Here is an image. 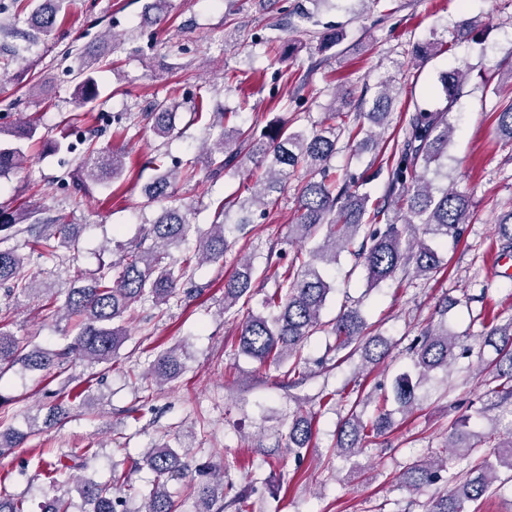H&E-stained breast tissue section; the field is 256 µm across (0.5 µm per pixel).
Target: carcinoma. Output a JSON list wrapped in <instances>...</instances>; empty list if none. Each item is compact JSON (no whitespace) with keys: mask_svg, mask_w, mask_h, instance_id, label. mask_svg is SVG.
<instances>
[{"mask_svg":"<svg viewBox=\"0 0 512 512\" xmlns=\"http://www.w3.org/2000/svg\"><path fill=\"white\" fill-rule=\"evenodd\" d=\"M70 0H40L27 18L29 29L42 40L54 38L59 19L66 14ZM101 57L87 48L79 57L78 89L87 102L99 96L97 73ZM462 72L451 70L444 79L443 90L448 103H453L462 82ZM391 96L389 86L379 83V90L366 116L377 125L388 115ZM180 103L174 99L156 101L143 113L154 132L160 136L174 129V117ZM451 107L441 111L415 107L401 126L402 138L392 147V164L388 167L386 194L367 215L368 197L352 190L348 183L336 184L329 168L336 155L342 134L348 141L359 135L355 129L345 130L334 124L310 133L288 129L276 120L265 128L224 129L227 113L213 112L210 127L220 128L218 136L208 148L206 169L216 180L230 170H237L242 154L265 166V180L260 188L244 199L238 197L221 201L215 209V219L205 231L193 222L191 209L173 203L175 185L181 179H192L195 166H177L157 173L143 189L148 202L167 201L159 217L143 228L140 240L124 250L119 260L102 265L98 273L85 281L74 280L67 288L56 287L53 277L63 259L61 248H75L79 225L62 218H40L35 210L7 212L0 210V286L7 287L8 295L16 302L41 298L50 306H57L64 318L73 322L75 333L58 349L38 346L26 349L13 334L0 329V370L21 364L29 370L56 371L66 375L71 386L68 396L77 400L91 392L90 381L77 368L84 365L107 363L116 358L124 344L127 330L122 323L124 314L137 305L150 303L155 307L170 301L181 302L199 288H190L194 272L204 265L224 264V257L236 244L237 234L251 223L250 216L236 224L222 220L227 209L239 206L242 211L275 203L271 193L284 189L286 180L299 170L308 173L298 189V208L292 232L301 240L319 238L309 251V259L295 255L275 291L261 300V310L249 312L243 318L235 307L239 301L249 303L257 294L259 275L250 259H241L233 272L224 278V317L238 321L239 352L262 364L279 365L292 362L288 373L300 366L303 349L311 336L321 330V320L328 294L333 285L326 279V267L336 263L343 252L349 253L355 265L367 271L371 283L377 284L402 275L432 278L443 266L438 251L417 236V231L439 241L460 236L462 224L471 217L470 199L446 188H436L425 179L431 166H441L448 149V122ZM497 129L512 141V104L498 112ZM40 143L53 153L69 151L72 146L58 140H47L39 133L34 121L0 125V178L20 171L28 160L27 145ZM124 167L123 156L111 151L87 147L79 162L84 178L101 184H110ZM16 233L27 234L29 253L21 254L5 242ZM195 241L193 253L178 258L174 251ZM496 246L499 253H512V209L496 221ZM34 263L42 281L26 274L27 265ZM437 322H429L408 348L411 359L409 370L396 376L392 396H383L374 414L365 419L356 407L361 397L351 404L340 419L336 435V456L349 459L366 448L370 438L381 437L392 428L394 410L410 413L416 406V389L431 373L448 371L460 357L470 356L473 349L468 336L448 330V301L435 311ZM335 350L357 353L369 362H379L390 354V346L378 336L365 334L364 320L356 308H345L332 322ZM490 348L494 357L483 365L495 386L479 398L474 413L483 418L505 404L512 406V317L507 323L495 325L480 336V350ZM181 349L169 348L156 356L148 375L159 383L178 378L182 370ZM354 388L328 389V384L316 396L318 404L344 407ZM67 415L62 404L48 407L44 418L27 415L25 428L9 427L0 431V448H17L28 437L39 432V425L49 427ZM470 417L463 415L453 423L444 448L451 451L457 467L448 468V457L442 455L412 461L397 476L399 484L411 493L444 483L448 490L432 499L425 512H466V505L486 496L497 481V470L505 467L512 472V429L497 435L492 451L478 458L476 432L466 431ZM314 433V419L310 413H296L288 425V453L300 455L310 447ZM183 451L169 446L147 449L142 462L159 478L144 499L141 512H178L177 493L169 482L190 478L193 489L194 512H222L218 503L234 512H244L249 496L244 488L224 501V484L216 483L220 471L206 463L193 464L191 442L181 443ZM72 466L62 458L47 464L46 475L52 486L59 488L69 483ZM121 477L112 476L110 483L86 480L80 489L88 512H124Z\"/></svg>","mask_w":512,"mask_h":512,"instance_id":"cac0c4a2","label":"carcinoma"}]
</instances>
